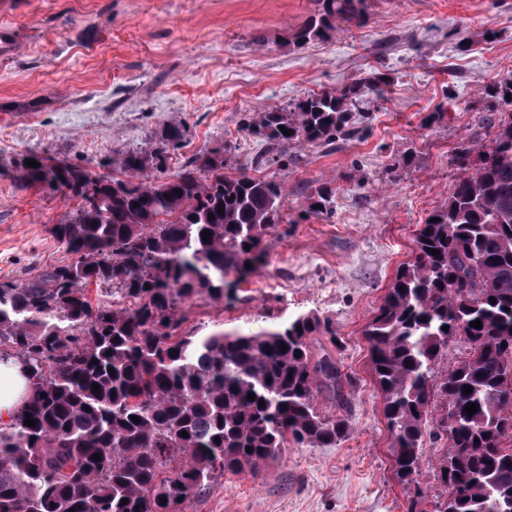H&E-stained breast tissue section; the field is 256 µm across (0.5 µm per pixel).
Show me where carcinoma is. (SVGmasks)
Returning <instances> with one entry per match:
<instances>
[{
    "label": "carcinoma",
    "mask_w": 512,
    "mask_h": 512,
    "mask_svg": "<svg viewBox=\"0 0 512 512\" xmlns=\"http://www.w3.org/2000/svg\"><path fill=\"white\" fill-rule=\"evenodd\" d=\"M316 5L293 42L367 22L368 0ZM384 85L375 75L311 93L254 113L248 128L266 139V162L280 164L298 143L359 137L354 115ZM183 137L170 124L161 147L98 164L127 179L37 153L13 162L23 187L61 191L77 207L52 228L73 261L0 281V357L16 359L32 383L26 406L0 427V512H185L226 472L255 470L290 443L334 448L346 437L348 415L317 404L319 395L344 410L350 403L328 318L309 311L252 335L181 332L180 305L199 294L223 299L227 276L247 275L286 223L284 181L225 173L222 148L167 173ZM455 163L452 193L420 226L413 259L364 336L398 482H412L426 439H442L445 496L431 512H489L493 502L512 512V397L502 389L512 376V110L490 144L461 145ZM307 209L331 217L335 192L319 188ZM90 284L129 305L92 304ZM477 319L480 329L470 326ZM457 336L469 343L450 362ZM29 417L37 425H24Z\"/></svg>",
    "instance_id": "1"
}]
</instances>
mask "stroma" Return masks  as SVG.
Returning a JSON list of instances; mask_svg holds the SVG:
<instances>
[{
	"label": "stroma",
	"instance_id": "35a3bbf8",
	"mask_svg": "<svg viewBox=\"0 0 512 512\" xmlns=\"http://www.w3.org/2000/svg\"><path fill=\"white\" fill-rule=\"evenodd\" d=\"M371 4L364 26L297 45L290 34L314 0H0V21L17 39L0 57V280L72 259L52 228L76 200L19 186L9 171L19 155L94 164L179 123L185 137L169 171L220 148L227 173L285 182L288 221L263 261L236 299H188L185 327L248 335L300 312L329 318L351 385V428L336 447L291 445L256 470L224 474L189 512H407L415 492L431 501L443 493L441 443H427L413 484L393 474L363 330L420 225L451 193L456 149L487 140V117L506 109L479 88L512 77V0ZM371 71L390 83L361 137L295 147L282 169L258 162L254 111ZM438 111L445 120L431 121ZM322 186L336 192L328 221L307 210Z\"/></svg>",
	"mask_w": 512,
	"mask_h": 512
}]
</instances>
